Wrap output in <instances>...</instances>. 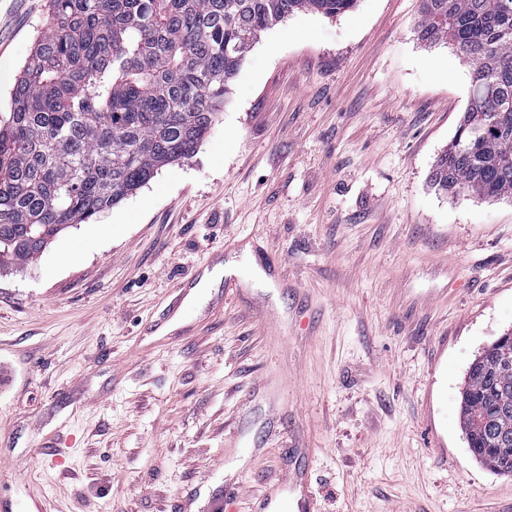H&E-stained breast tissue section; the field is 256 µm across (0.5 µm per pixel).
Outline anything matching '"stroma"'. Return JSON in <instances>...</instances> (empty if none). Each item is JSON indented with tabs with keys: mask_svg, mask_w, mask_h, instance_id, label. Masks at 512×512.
Listing matches in <instances>:
<instances>
[{
	"mask_svg": "<svg viewBox=\"0 0 512 512\" xmlns=\"http://www.w3.org/2000/svg\"><path fill=\"white\" fill-rule=\"evenodd\" d=\"M419 0L261 33L195 155L0 271V499L36 512H255L291 468L315 512H512L459 427L512 328V202L427 176L470 69ZM48 20L0 0V110ZM203 289L164 319L206 265Z\"/></svg>",
	"mask_w": 512,
	"mask_h": 512,
	"instance_id": "obj_1",
	"label": "stroma"
}]
</instances>
